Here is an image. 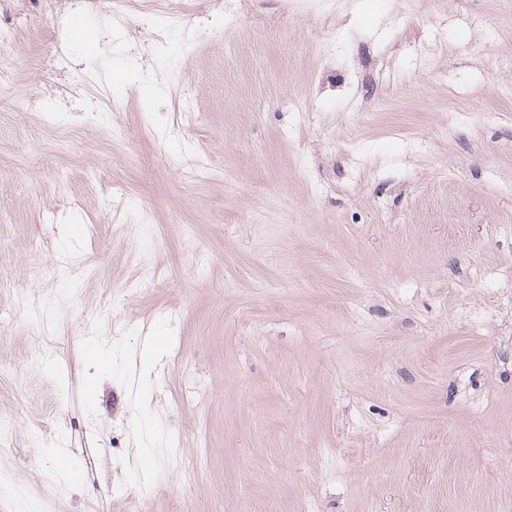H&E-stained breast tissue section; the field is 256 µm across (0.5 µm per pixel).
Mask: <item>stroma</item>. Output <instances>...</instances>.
Listing matches in <instances>:
<instances>
[{"label":"stroma","instance_id":"1","mask_svg":"<svg viewBox=\"0 0 512 512\" xmlns=\"http://www.w3.org/2000/svg\"><path fill=\"white\" fill-rule=\"evenodd\" d=\"M175 5L0 0V512H512V0Z\"/></svg>","mask_w":512,"mask_h":512}]
</instances>
